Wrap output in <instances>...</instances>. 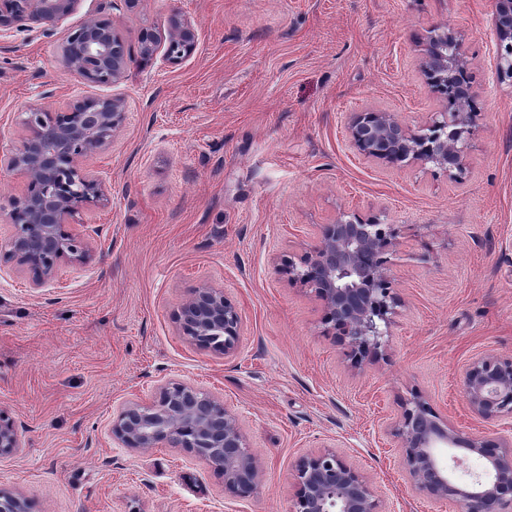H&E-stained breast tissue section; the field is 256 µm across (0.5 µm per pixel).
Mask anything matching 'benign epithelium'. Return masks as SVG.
Returning <instances> with one entry per match:
<instances>
[{
  "instance_id": "1",
  "label": "benign epithelium",
  "mask_w": 512,
  "mask_h": 512,
  "mask_svg": "<svg viewBox=\"0 0 512 512\" xmlns=\"http://www.w3.org/2000/svg\"><path fill=\"white\" fill-rule=\"evenodd\" d=\"M81 0H0V39L15 32H42L64 24ZM493 24L504 49L497 70L512 77V0H495ZM195 30L179 16L166 33L140 34V55L159 50L178 63L195 49ZM63 68L89 85H112L132 62L125 42L108 18H90L65 29ZM463 66L456 32L438 27L429 37L423 65L428 84L437 76L448 94L472 97L469 85H454ZM475 113L464 109L438 113L429 132L413 131L390 112H356L347 124L351 145L363 156L389 163H431L451 177L465 167L467 138ZM125 120V102L89 96L62 111L31 106L22 119L27 134L20 143L0 148V168L27 180L25 193L9 202L6 219L12 233L0 247V262L18 266L40 288L57 281L60 261L85 263L91 251L65 225L86 209L109 201L103 182L83 159L107 146ZM397 236L392 224L342 217L318 227L311 249L299 261L286 259L282 270L308 286L320 301L324 321L346 345L355 362L381 347L380 323L388 321L394 298L389 288L385 252ZM180 332L193 345L232 355L242 331V317L224 290L204 283L193 289L177 315ZM462 396L475 416L512 418V359L484 354L461 374ZM391 435L398 463L411 489L429 498L452 501L459 512H512V436L490 438L465 433L441 419L424 400L409 401L393 422ZM112 438L148 452L161 444L180 448L224 476V489L250 496L262 489L260 462L234 412L224 401L182 381L160 387L151 404L128 402L112 416ZM22 434L0 410V457L21 452ZM484 461L485 474L465 480L464 460ZM294 512H383L375 483L326 449L299 459L293 472ZM0 512H28L19 495L0 490Z\"/></svg>"
}]
</instances>
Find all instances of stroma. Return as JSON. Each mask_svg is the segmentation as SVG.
<instances>
[{
  "instance_id": "35a3bbf8",
  "label": "stroma",
  "mask_w": 512,
  "mask_h": 512,
  "mask_svg": "<svg viewBox=\"0 0 512 512\" xmlns=\"http://www.w3.org/2000/svg\"><path fill=\"white\" fill-rule=\"evenodd\" d=\"M493 13L494 0H82L70 24L109 18L133 56L109 86L61 69V32L0 41V146L22 140L33 104L126 105L124 126L84 161L110 196L70 227L91 259L60 262L41 288L0 264V409L25 440L0 458V489L29 512H292L297 461L330 448L375 481L385 512H458L407 488L389 428L419 396L457 429L512 435V419L469 413L460 383L479 355L512 359V78L495 67ZM176 14L195 27L193 54L142 60L140 30L166 31ZM438 26L455 29L481 107L457 179L365 157L346 135L355 112L420 131L445 111L422 72ZM344 214L398 228L396 304L359 363L281 270ZM204 282L242 315L232 356L178 330ZM171 380L236 413L261 492H225L181 449L113 440V414Z\"/></svg>"
}]
</instances>
